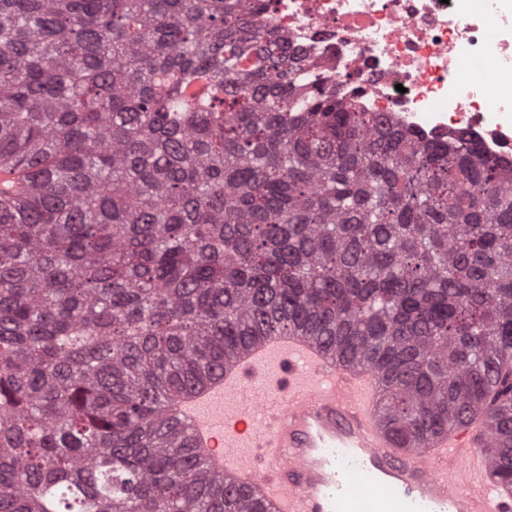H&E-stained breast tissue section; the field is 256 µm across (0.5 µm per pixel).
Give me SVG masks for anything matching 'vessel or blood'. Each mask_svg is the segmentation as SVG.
Returning <instances> with one entry per match:
<instances>
[{
    "label": "vessel or blood",
    "instance_id": "1",
    "mask_svg": "<svg viewBox=\"0 0 512 512\" xmlns=\"http://www.w3.org/2000/svg\"><path fill=\"white\" fill-rule=\"evenodd\" d=\"M378 393L371 371L283 333L165 410L197 458L265 512H512V491L491 481L480 422L403 453Z\"/></svg>",
    "mask_w": 512,
    "mask_h": 512
}]
</instances>
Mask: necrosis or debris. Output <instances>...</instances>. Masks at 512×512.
I'll return each instance as SVG.
<instances>
[{"mask_svg": "<svg viewBox=\"0 0 512 512\" xmlns=\"http://www.w3.org/2000/svg\"><path fill=\"white\" fill-rule=\"evenodd\" d=\"M297 82L512 167V0H250Z\"/></svg>", "mask_w": 512, "mask_h": 512, "instance_id": "4bbe7bcc", "label": "necrosis or debris"}]
</instances>
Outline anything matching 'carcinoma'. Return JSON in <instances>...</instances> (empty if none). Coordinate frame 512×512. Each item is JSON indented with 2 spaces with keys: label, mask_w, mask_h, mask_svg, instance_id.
<instances>
[{
  "label": "carcinoma",
  "mask_w": 512,
  "mask_h": 512,
  "mask_svg": "<svg viewBox=\"0 0 512 512\" xmlns=\"http://www.w3.org/2000/svg\"><path fill=\"white\" fill-rule=\"evenodd\" d=\"M246 0H0V512H262L164 404L269 336L512 488V169L294 84Z\"/></svg>",
  "instance_id": "carcinoma-1"
}]
</instances>
